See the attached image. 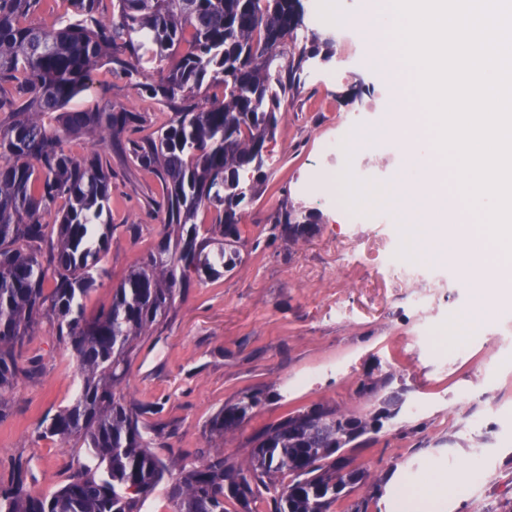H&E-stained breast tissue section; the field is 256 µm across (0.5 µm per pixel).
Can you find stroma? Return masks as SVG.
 Listing matches in <instances>:
<instances>
[{
    "label": "stroma",
    "mask_w": 512,
    "mask_h": 512,
    "mask_svg": "<svg viewBox=\"0 0 512 512\" xmlns=\"http://www.w3.org/2000/svg\"><path fill=\"white\" fill-rule=\"evenodd\" d=\"M365 3L303 0L299 37L332 39L333 54L309 62L302 92L281 108L267 146L266 191L242 220V261L219 279H193L177 294L139 340L120 394L141 409L155 452L189 466L203 455L248 459L254 435L292 410L320 404L367 414L373 400L361 382L388 377L392 389H404V403L369 446L349 451L352 467L366 474L350 500L368 499V512H395L402 475L426 481L440 473L460 479L462 490L438 499L433 512H492L512 501V301L489 315L469 308L473 289L444 254L414 259L415 280L397 271L400 209L379 193L401 174L403 149L377 138L397 105L396 89L366 57L364 28L329 30L319 19L328 6L360 12ZM104 103L145 115L128 138L160 124L159 107L142 100L134 81L105 68L75 105ZM334 141L342 150L327 154ZM66 148L78 156L99 151L112 173L109 276L86 300L92 314L111 305L136 259L163 238L155 206L162 188L112 144L82 138ZM359 169L367 173L359 184L365 200L336 201L335 174ZM285 199L322 214L316 232L296 246L271 222ZM431 332L442 346L429 343ZM28 354L33 374L0 418V481L23 460L29 491L44 496L89 456L78 444L40 434V422L68 405L80 386L48 326L35 331ZM251 393L262 398L251 418L210 441V419ZM374 484L381 492L373 498Z\"/></svg>",
    "instance_id": "stroma-1"
}]
</instances>
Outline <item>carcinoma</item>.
<instances>
[{
    "mask_svg": "<svg viewBox=\"0 0 512 512\" xmlns=\"http://www.w3.org/2000/svg\"><path fill=\"white\" fill-rule=\"evenodd\" d=\"M40 2L0 0V112L14 114L0 127V419L31 372L24 349L46 320L83 384L44 434L81 443L95 465H79L56 492L34 496L20 460L0 485V512H141L169 468L117 388L137 341L170 310L176 291L194 276L218 279L241 262L243 205L264 193L267 144L282 103L302 92L306 64L330 56L332 41L298 40L302 0H112L108 18L98 0H69L68 19L52 26L36 19ZM286 40L288 62L277 70V48ZM103 66L157 71L160 80L141 84L140 94L183 104L155 134L125 145L161 184L166 238L137 259L115 287L112 306L89 318L84 301L107 276L109 235L99 226L111 173L100 153L77 156L63 142L119 141L145 121L110 107L66 110ZM206 81L220 84L223 98L201 107L193 99ZM202 207L214 213L204 230L197 223ZM271 223L297 245L322 215L285 200ZM390 384L361 383L375 406L365 418L315 405L300 427L286 417L260 431L246 463L228 467L209 458L183 472L168 485L174 512H228V501L251 512L261 488L271 512H367L366 498L339 509L345 488L365 478L357 469L336 475L335 456L397 416L403 394ZM261 402L252 394L225 406L208 423L209 437L240 429ZM285 474L282 486L278 476Z\"/></svg>",
    "mask_w": 512,
    "mask_h": 512,
    "instance_id": "cac0c4a2",
    "label": "carcinoma"
}]
</instances>
